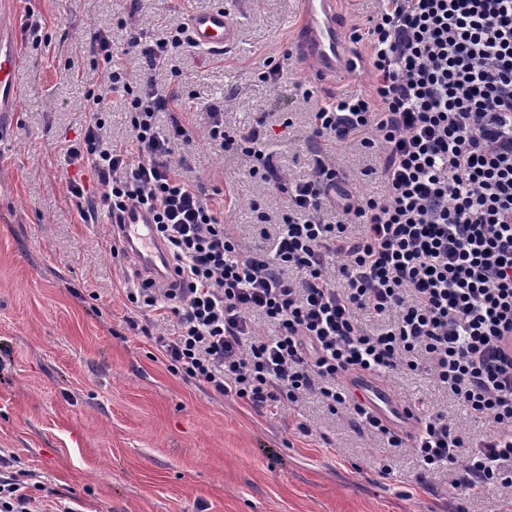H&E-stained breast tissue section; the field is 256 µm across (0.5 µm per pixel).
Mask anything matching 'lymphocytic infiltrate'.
Wrapping results in <instances>:
<instances>
[{"instance_id": "obj_1", "label": "lymphocytic infiltrate", "mask_w": 512, "mask_h": 512, "mask_svg": "<svg viewBox=\"0 0 512 512\" xmlns=\"http://www.w3.org/2000/svg\"><path fill=\"white\" fill-rule=\"evenodd\" d=\"M351 39L365 44L366 96L313 103L307 139L317 154L289 193L280 224L261 227L266 250L237 240L224 207L182 177L176 164L194 127L173 114L176 98L154 78L133 81L114 62L112 37L98 54L108 85L86 99L87 119L68 165L91 167L94 187L69 178L81 218L147 211L177 280L166 286L125 274L131 309L155 313L154 339L169 371L188 383L262 408L314 394L346 410L387 448L411 447L416 482L448 471L455 500L494 496L512 507V0H377ZM186 23L129 51L148 69L177 74L190 48ZM130 114L134 150L114 144L103 115L111 96ZM170 113L167 129L158 117ZM271 129L232 134L211 110L207 141L272 172ZM356 143L382 153V196L350 191L324 148ZM334 203L339 218L326 222ZM271 326L259 335L256 318ZM423 371L489 427L481 440L438 409L410 402L408 443L346 382L351 373L393 380ZM0 512H78L74 501L0 457Z\"/></svg>"}]
</instances>
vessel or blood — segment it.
Listing matches in <instances>:
<instances>
[{
  "label": "vessel or blood",
  "instance_id": "1",
  "mask_svg": "<svg viewBox=\"0 0 512 512\" xmlns=\"http://www.w3.org/2000/svg\"><path fill=\"white\" fill-rule=\"evenodd\" d=\"M301 19L295 27L290 45L292 55L306 63L316 78L333 79L355 72L357 64L345 53L347 34L337 20L341 0H300ZM193 45L207 52H221L237 41V24L229 10L219 7L198 12L188 18ZM18 36L0 24V133L6 128V113L17 109L19 59ZM123 250L133 257L138 269L157 282L167 283L172 272L165 243L158 237L146 211L130 209L123 216L120 231ZM349 384L376 397L381 410L396 405L391 387L382 380L352 374Z\"/></svg>",
  "mask_w": 512,
  "mask_h": 512
}]
</instances>
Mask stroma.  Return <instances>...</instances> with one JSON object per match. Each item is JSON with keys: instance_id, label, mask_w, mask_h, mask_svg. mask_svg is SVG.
<instances>
[{"instance_id": "1", "label": "stroma", "mask_w": 512, "mask_h": 512, "mask_svg": "<svg viewBox=\"0 0 512 512\" xmlns=\"http://www.w3.org/2000/svg\"><path fill=\"white\" fill-rule=\"evenodd\" d=\"M298 0H0V18L18 32L16 112L0 138V450L25 469L77 497L82 512H448V474L431 487L414 482L415 457L381 452L349 415L307 399L253 409L240 400L184 382L153 356L154 343L126 321L122 272L111 253L106 217L81 220L68 177L92 182L90 169L66 167L62 152L80 137L85 95L102 91L96 37L113 48L131 18L143 39L187 15L224 7L238 41L216 55L189 49L181 76L166 80L196 126L181 173L207 194L232 197L224 215L238 237L258 239L251 202L272 222L287 204V186L306 179L308 106L293 104L297 84L319 97L366 95L367 49L348 43L360 71L311 83L297 60L284 61L277 85L258 80L266 59H282ZM226 130L290 118L272 147L280 184L252 175L248 161L225 160L205 144L209 108ZM354 176L355 192L379 196L380 154L347 144L332 149ZM398 400H423L447 411L471 437L482 422L450 401L425 373L395 379ZM306 424L303 436L298 424ZM391 473L380 477L382 466Z\"/></svg>"}]
</instances>
